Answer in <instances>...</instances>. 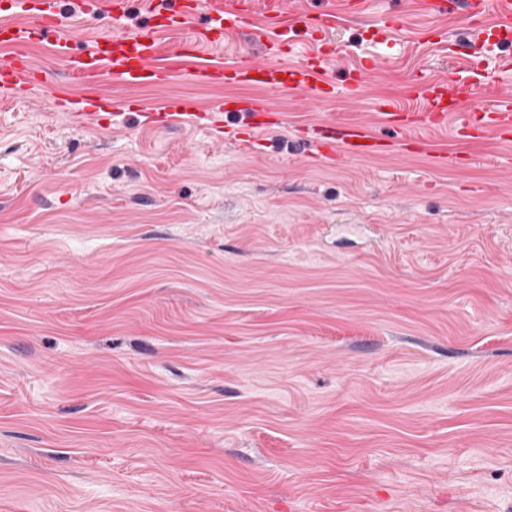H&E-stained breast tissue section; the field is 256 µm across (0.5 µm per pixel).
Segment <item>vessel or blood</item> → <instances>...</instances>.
Masks as SVG:
<instances>
[{"label":"vessel or blood","instance_id":"b4317fda","mask_svg":"<svg viewBox=\"0 0 512 512\" xmlns=\"http://www.w3.org/2000/svg\"><path fill=\"white\" fill-rule=\"evenodd\" d=\"M423 9L432 17L456 16L469 29H479L487 11L486 0H424ZM125 0H110L105 15L110 31L86 41L79 55L71 57L68 77L84 87L85 95H72L64 86H57L54 97L71 117L79 122L103 120V113L91 110L93 89L109 80L120 86L145 83H171L187 80L197 85L215 86L229 81L252 83L263 81L269 92H297L311 102L327 104L337 94L358 98L364 77L381 62L379 56L365 57L353 82L337 85L328 69L336 48L325 39L336 26V14L320 13L301 16L304 37L314 48L304 57L301 69L288 67L291 44L288 40L287 0H154V24L137 29L125 23ZM31 14L29 25H18L11 17L16 12ZM80 14L62 10L53 0H9L8 8L0 10V92L8 94L17 88H28L40 82L41 69L32 66L28 48L32 42L66 47L77 39ZM192 23L194 34L176 46L161 47L162 34L172 25ZM234 31L247 40H259L262 56L249 51L238 52L233 58L215 61L203 58L201 47L222 40ZM457 55L462 64L449 72L448 79L456 89L450 101H433L428 114L402 111L397 100L387 98L377 103L375 112L380 123L395 130L418 125L422 119L442 124L448 114H456L458 123L454 139L455 152H438L433 163L445 167L467 158L470 144L494 137L504 145L512 144V92L502 93L489 106L475 103L473 75L484 70L479 55L467 45H459ZM470 111H463V103ZM319 161L338 159L348 162L386 152L388 140L370 128L348 126L327 121L316 134Z\"/></svg>","mask_w":512,"mask_h":512}]
</instances>
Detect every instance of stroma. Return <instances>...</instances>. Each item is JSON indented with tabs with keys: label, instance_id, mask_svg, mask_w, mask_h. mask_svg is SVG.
Listing matches in <instances>:
<instances>
[{
	"label": "stroma",
	"instance_id": "35a3bbf8",
	"mask_svg": "<svg viewBox=\"0 0 512 512\" xmlns=\"http://www.w3.org/2000/svg\"><path fill=\"white\" fill-rule=\"evenodd\" d=\"M348 2L288 9L339 16L337 81L387 56L363 103L276 96L257 133L0 99V512H512V148L438 169L452 127L426 123L423 151L328 166L291 132L426 108L407 86L458 67L451 39L512 40Z\"/></svg>",
	"mask_w": 512,
	"mask_h": 512
}]
</instances>
